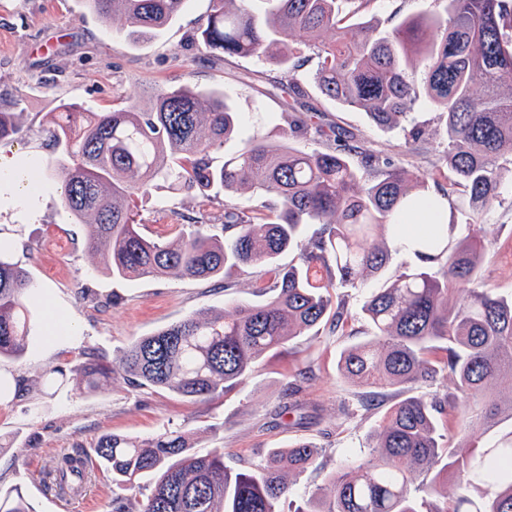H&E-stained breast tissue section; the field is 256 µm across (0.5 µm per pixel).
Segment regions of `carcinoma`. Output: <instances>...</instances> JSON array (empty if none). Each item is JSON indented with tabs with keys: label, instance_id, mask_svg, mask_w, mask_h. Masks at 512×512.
<instances>
[{
	"label": "carcinoma",
	"instance_id": "cac0c4a2",
	"mask_svg": "<svg viewBox=\"0 0 512 512\" xmlns=\"http://www.w3.org/2000/svg\"><path fill=\"white\" fill-rule=\"evenodd\" d=\"M187 0H87L100 19L125 20L129 36L158 35ZM201 40L212 56L261 58L284 80L273 86L304 95L298 73L341 106L366 112L379 128L404 132L411 150L426 139L422 125L406 127L425 101L445 136L442 162L452 174L437 191L449 212L479 224L499 202L501 160L512 158V0H433V9L405 15L394 25L367 17L373 0H210ZM332 30V45L318 41ZM150 106L136 100L110 112L76 104L58 106L52 137L63 146L60 195L83 221L90 248L107 253L115 279L159 278L171 272L217 278L225 270L267 269L252 284L259 300L236 304V318L207 309L186 316L127 349L122 371L137 387L169 391L197 401L222 395L271 351L319 327L326 318L344 325L343 305L330 289L357 287L387 268L391 250L378 232L397 234L411 208L431 203L429 173L408 172L363 153L360 162L335 151L306 152L289 141L254 137L213 164L211 150L233 141L239 113L219 90L158 85ZM290 137L315 130L331 138L315 112L282 113ZM18 131V113L0 110V141ZM163 181L175 192L246 189L273 206L267 222L254 210L224 205L221 233L205 220L169 239L151 240L136 224V199ZM461 188L465 203L453 195ZM315 227L299 263L279 256ZM455 219L415 242L419 265L371 296L364 306L372 338L347 347L337 362L343 377L370 389L395 388L408 396L393 404L372 438L370 459L329 476L332 494L313 497L295 512H512V394H489L512 379V295L482 286L490 253L486 236L458 241ZM29 272L0 249V359L20 358L35 318ZM113 369L91 353L78 388L92 393ZM452 378L453 397L416 395L413 386ZM469 429L491 432V443L467 434L441 443V416ZM94 462L112 477V512H124L125 492L151 487L140 512H280L286 477L315 465L316 446L299 442L274 448L246 469L224 465V454L199 456L178 429L146 438L103 434ZM423 476L422 496L410 498L409 479ZM59 491L79 492L90 480L80 452L57 460L49 472ZM456 479L453 504L433 499L439 485ZM0 512H35L17 489L0 488Z\"/></svg>",
	"mask_w": 512,
	"mask_h": 512
}]
</instances>
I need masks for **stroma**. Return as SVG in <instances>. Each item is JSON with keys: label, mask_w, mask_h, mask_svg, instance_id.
<instances>
[{"label": "stroma", "mask_w": 512, "mask_h": 512, "mask_svg": "<svg viewBox=\"0 0 512 512\" xmlns=\"http://www.w3.org/2000/svg\"><path fill=\"white\" fill-rule=\"evenodd\" d=\"M210 0H187L183 11L159 35L133 43L122 18L103 22L86 0H0V107L22 114L18 132L0 148L30 164L38 187L33 202L0 199V245L26 268L37 290L50 291L59 314L75 321L81 333L50 342L38 312L21 359H1L0 377L15 393L0 398V437L11 446L0 452V487L18 488L36 512H112V480L96 473L76 496H62L47 485L52 461L79 448L92 447L104 433L145 438L163 427L181 429L200 455L223 452L224 463L247 468L264 461L270 450L306 437L319 451L316 465L291 479L288 500L303 504L330 490L329 474L366 459L368 444L387 408L397 401L386 391L366 404V390L342 378L336 368L340 352L370 337L363 307L413 256L393 253L379 276L356 288L337 287L334 301L343 303L344 332L323 325L290 341L285 350L264 357L254 371L227 394L189 401L160 390L130 385L119 368L126 349L139 337L178 322L189 314L218 309L233 314L224 292L235 285L237 298H249L253 275L229 271L225 278L193 279L177 274L134 281L112 279L101 252L85 243L84 227L63 207L55 177L64 158L51 137L60 102L96 112L119 107L127 97H142L158 85H191L224 91L242 124L236 147L256 135L279 138L285 100L264 93L265 81L280 71L255 59L203 58L199 29ZM263 73L264 82L254 81ZM310 103L326 121L349 131L380 159L406 170L435 172L442 141L439 126L415 150L404 147L399 132L373 125L365 112L340 109L317 93ZM136 220L144 235L169 238L185 218L208 213L222 221L221 206L204 207L192 193L172 195L157 184L137 202ZM491 243L485 287L512 292V196L492 209L482 223ZM93 353L115 373L95 394L80 392L75 380L84 353ZM60 367L65 380L49 382ZM310 372L297 397L288 394V375ZM302 403L306 424L293 425V403Z\"/></svg>", "instance_id": "obj_1"}]
</instances>
